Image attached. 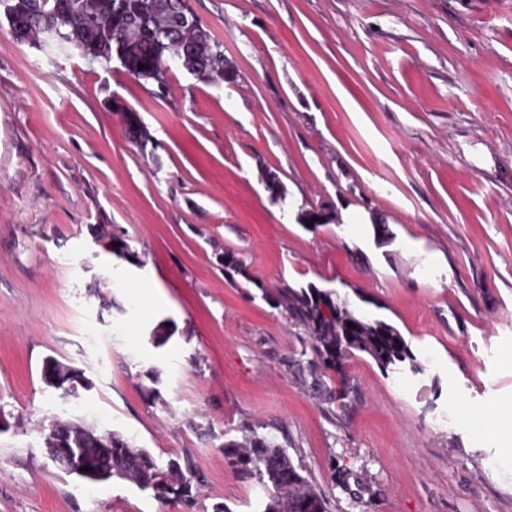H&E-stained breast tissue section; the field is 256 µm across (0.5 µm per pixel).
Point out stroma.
<instances>
[{
    "instance_id": "obj_1",
    "label": "stroma",
    "mask_w": 512,
    "mask_h": 512,
    "mask_svg": "<svg viewBox=\"0 0 512 512\" xmlns=\"http://www.w3.org/2000/svg\"><path fill=\"white\" fill-rule=\"evenodd\" d=\"M190 4L235 82L176 66L161 94L16 42L0 14V512H258L264 489L224 460L246 427L328 512H512V0ZM321 207L339 222L298 224ZM99 224L142 266L109 260ZM227 249L248 278L225 273ZM310 283L396 326L422 372L357 352L354 399L327 403L308 336L259 292ZM49 357L90 388H46ZM56 419L191 460L195 506L67 475L44 446Z\"/></svg>"
}]
</instances>
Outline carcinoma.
<instances>
[{"instance_id":"cac0c4a2","label":"carcinoma","mask_w":512,"mask_h":512,"mask_svg":"<svg viewBox=\"0 0 512 512\" xmlns=\"http://www.w3.org/2000/svg\"><path fill=\"white\" fill-rule=\"evenodd\" d=\"M184 9L192 10L190 0H167L157 6L154 0H8L5 14L10 35L21 43L37 42L57 51L74 50L97 63L120 48L126 57L124 69L153 86L161 81L169 87V56L179 59L183 69L195 71L203 82L234 80L236 71H224L222 44L211 37L205 26L192 31L171 26L172 14ZM116 109L126 112L128 134L146 145L150 137L137 113L119 105ZM265 179L272 198L285 197V187L276 172L267 171ZM297 220L315 229L332 218L323 208H302ZM100 231L114 244L113 256L134 266L142 265L128 239L109 234L106 224L101 225ZM222 259L225 269L249 278L243 260L235 252L224 251ZM258 289L272 308L309 336L312 358L308 365L339 375L338 386L325 390L328 402L345 406L350 400L353 385L344 373V365L356 351L369 355L384 370L407 362L414 371H422L395 326L352 308L335 291L313 283L300 288H266L260 284ZM173 335L174 331L163 321L150 331L149 340L160 347ZM74 376L78 377L75 384L79 388L90 387L81 369L57 359L41 369V381L48 388L54 387L57 380ZM50 428L72 439L98 480L114 477L163 499L193 503L192 485L183 473L190 469L189 461H159L119 432L104 437L76 420L58 419ZM224 460L240 479L255 480L266 490L262 512H328L324 497L303 475V469L272 438L252 430L240 441L229 440L224 443Z\"/></svg>"}]
</instances>
